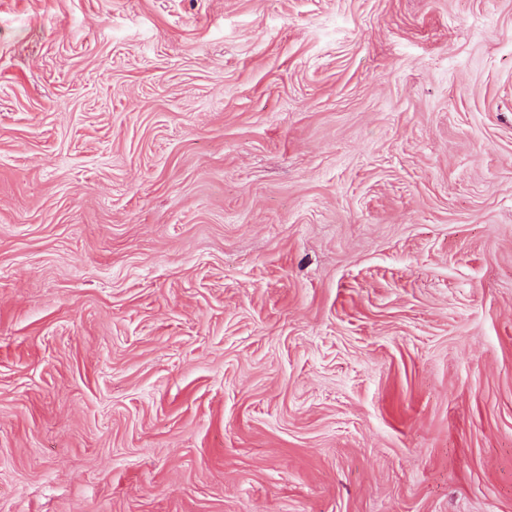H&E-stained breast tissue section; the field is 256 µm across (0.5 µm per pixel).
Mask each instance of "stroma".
I'll return each mask as SVG.
<instances>
[{
    "label": "stroma",
    "instance_id": "obj_1",
    "mask_svg": "<svg viewBox=\"0 0 512 512\" xmlns=\"http://www.w3.org/2000/svg\"><path fill=\"white\" fill-rule=\"evenodd\" d=\"M0 512H512V0H0Z\"/></svg>",
    "mask_w": 512,
    "mask_h": 512
}]
</instances>
